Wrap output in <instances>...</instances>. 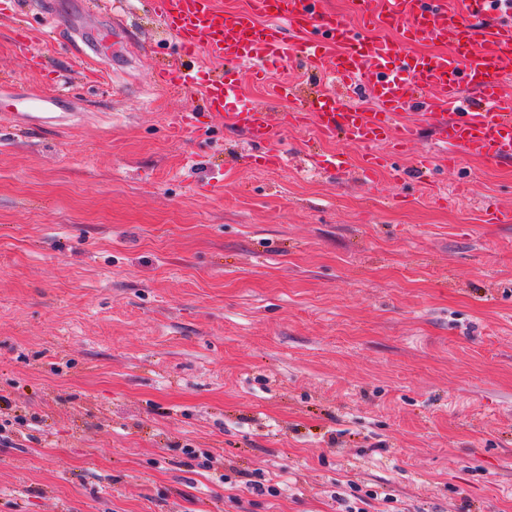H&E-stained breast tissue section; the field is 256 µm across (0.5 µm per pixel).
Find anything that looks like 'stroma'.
<instances>
[{"label":"stroma","mask_w":512,"mask_h":512,"mask_svg":"<svg viewBox=\"0 0 512 512\" xmlns=\"http://www.w3.org/2000/svg\"><path fill=\"white\" fill-rule=\"evenodd\" d=\"M6 8L0 94L66 101L0 122V512H512V164L442 167L424 127L367 183L292 127L266 166L201 88L156 94L149 0ZM282 79L318 87L241 83L277 125Z\"/></svg>","instance_id":"stroma-1"}]
</instances>
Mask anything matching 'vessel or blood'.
Returning <instances> with one entry per match:
<instances>
[{
	"label": "vessel or blood",
	"instance_id": "b4317fda",
	"mask_svg": "<svg viewBox=\"0 0 512 512\" xmlns=\"http://www.w3.org/2000/svg\"><path fill=\"white\" fill-rule=\"evenodd\" d=\"M362 25L328 13L323 0H250L243 11L222 13L215 0H153L154 11L177 51L162 79L183 88L201 87L208 109L224 116L264 148L260 158L280 164L281 126L263 107L238 103L232 72L201 80L199 55L234 69L260 72L269 62L301 58L324 78L339 80L354 96L370 95L364 110L322 92L302 96L294 82L274 84L270 95L295 104L290 125L312 128L318 143L346 137L367 148L361 167L372 181L392 157L418 140L421 128L404 121L412 106L424 107L448 164L460 154L489 161L512 159V0H357ZM399 30L397 39L372 40L368 28ZM439 42L440 51L414 52L417 43Z\"/></svg>",
	"mask_w": 512,
	"mask_h": 512
}]
</instances>
